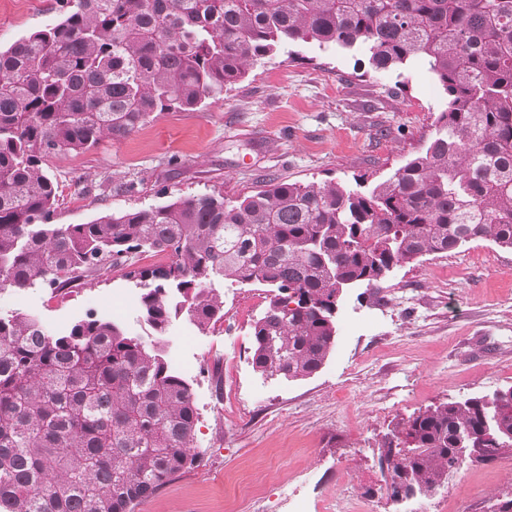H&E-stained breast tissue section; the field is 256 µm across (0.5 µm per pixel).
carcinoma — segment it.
<instances>
[{"label": "carcinoma", "mask_w": 512, "mask_h": 512, "mask_svg": "<svg viewBox=\"0 0 512 512\" xmlns=\"http://www.w3.org/2000/svg\"><path fill=\"white\" fill-rule=\"evenodd\" d=\"M60 19L0 50V290L59 292L133 255L144 321L224 318L214 282L261 285L252 365L317 374L347 288L477 239L512 250V0H66ZM360 50L376 70L424 60L448 96L435 135L393 177L361 189L287 183L235 200L175 197L149 209L50 223L49 157L121 139L161 112L219 100L289 46ZM189 384L110 320L61 335L0 318V512H133L191 466ZM385 458L394 497L429 494L463 449L512 448V387L435 405L402 424Z\"/></svg>", "instance_id": "cac0c4a2"}]
</instances>
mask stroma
I'll return each instance as SVG.
<instances>
[{"label": "stroma", "mask_w": 512, "mask_h": 512, "mask_svg": "<svg viewBox=\"0 0 512 512\" xmlns=\"http://www.w3.org/2000/svg\"><path fill=\"white\" fill-rule=\"evenodd\" d=\"M60 17L58 0L0 7V48ZM447 96L428 65L372 69L364 54L301 43L254 65L223 99L164 112L121 139L53 157L52 221L84 224L147 209L173 196L262 189L268 179L366 184L390 178L435 134ZM141 288L123 272L76 282L71 293L0 292V317L31 314L53 334L87 314L111 318L153 343ZM270 295L244 285L225 320L199 330L174 319L163 356L190 385L199 414L195 462L135 512H324L351 496L359 512H496L512 499V453L465 461L434 493L393 500L379 458L398 426L427 408L512 387V250L489 240L393 269L374 288L350 290L336 311V343L313 377L256 372L255 321Z\"/></svg>", "instance_id": "35a3bbf8"}]
</instances>
